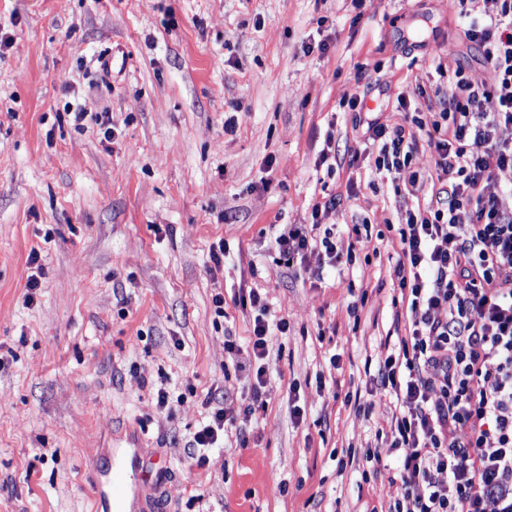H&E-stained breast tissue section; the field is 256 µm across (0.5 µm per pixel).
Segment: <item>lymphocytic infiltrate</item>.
Listing matches in <instances>:
<instances>
[{
    "label": "lymphocytic infiltrate",
    "instance_id": "1",
    "mask_svg": "<svg viewBox=\"0 0 512 512\" xmlns=\"http://www.w3.org/2000/svg\"><path fill=\"white\" fill-rule=\"evenodd\" d=\"M469 20L487 78L472 82L453 68L435 104L410 110L399 98L404 122H369L364 148L377 170L403 175L409 195L424 178L412 170L419 136L433 151L443 202L411 208L398 230L392 299L404 315L394 352L377 359L373 386L398 407L387 454L397 459L402 486L391 512H512V187L495 190L512 170V0H452ZM335 199L314 206L311 221L291 224L275 239L291 266L323 247L336 254V235L322 226ZM241 306L256 309L252 352L253 402L268 383L264 360L286 333V319L269 321L265 296L250 289ZM226 413L211 412L188 442L198 465L210 461L224 434Z\"/></svg>",
    "mask_w": 512,
    "mask_h": 512
}]
</instances>
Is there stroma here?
Instances as JSON below:
<instances>
[{
  "instance_id": "35a3bbf8",
  "label": "stroma",
  "mask_w": 512,
  "mask_h": 512,
  "mask_svg": "<svg viewBox=\"0 0 512 512\" xmlns=\"http://www.w3.org/2000/svg\"><path fill=\"white\" fill-rule=\"evenodd\" d=\"M463 24L448 0H0V512H91V458L133 434L169 470L135 512H388L395 460L366 451L395 401L364 363L394 329L398 237L345 227L404 223L437 189L395 195L370 160L350 188L365 128L343 101L391 126L455 63L484 80ZM331 197L337 260L278 261ZM243 288L289 325L252 414ZM213 406L231 422L200 467L186 445Z\"/></svg>"
}]
</instances>
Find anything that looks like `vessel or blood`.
Here are the masks:
<instances>
[{"mask_svg":"<svg viewBox=\"0 0 512 512\" xmlns=\"http://www.w3.org/2000/svg\"><path fill=\"white\" fill-rule=\"evenodd\" d=\"M163 469L152 468L136 439L122 448L104 449L88 472L92 512H127L143 487L163 482Z\"/></svg>","mask_w":512,"mask_h":512,"instance_id":"1","label":"vessel or blood"}]
</instances>
